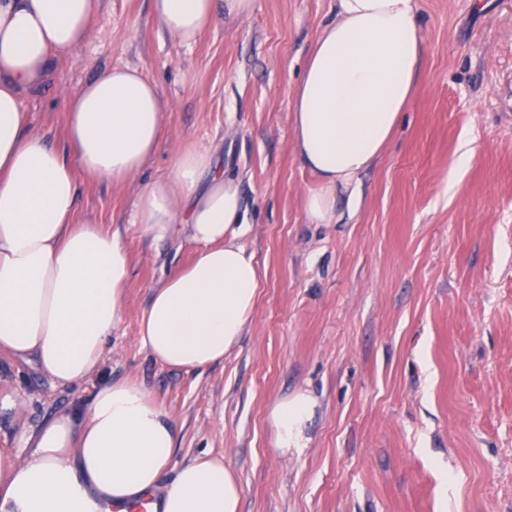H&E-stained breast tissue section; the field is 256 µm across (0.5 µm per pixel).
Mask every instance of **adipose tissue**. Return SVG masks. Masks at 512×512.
Listing matches in <instances>:
<instances>
[{"mask_svg": "<svg viewBox=\"0 0 512 512\" xmlns=\"http://www.w3.org/2000/svg\"><path fill=\"white\" fill-rule=\"evenodd\" d=\"M255 0H153L156 19L192 45L217 10L249 16ZM100 0H0V351L34 361L54 383L92 377L119 318L132 257L119 230L81 214L77 179L138 183L130 223L154 240L186 239L192 261L154 288L137 341L164 367L223 361L253 313L261 272L237 241L246 222L237 180L210 148L179 152L171 175L139 183L170 106L134 66L106 69L66 97L65 145L28 133L22 98L85 39ZM424 40L416 0H335L292 99V145L318 187L313 224L333 223L340 194L383 154L419 80ZM315 403L304 392L270 411L276 445H306ZM177 425L132 380L96 385L87 405L59 413L0 451V512H125L157 494V512H240L241 488L222 458L182 466Z\"/></svg>", "mask_w": 512, "mask_h": 512, "instance_id": "adipose-tissue-1", "label": "adipose tissue"}]
</instances>
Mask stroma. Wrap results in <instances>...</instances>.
<instances>
[{"mask_svg": "<svg viewBox=\"0 0 512 512\" xmlns=\"http://www.w3.org/2000/svg\"><path fill=\"white\" fill-rule=\"evenodd\" d=\"M332 0H256L216 14L191 46L152 0H102L87 39L26 95L29 130L63 144L65 95L115 65L143 69L171 108L143 179L179 150L215 148L238 176V238L261 283L238 345L185 372L137 342L152 290L192 248L129 224L131 194L79 180L81 212L121 224L134 263L98 373L143 384L175 420L163 478L209 454L242 491L241 512H512V0H417L425 51L416 93L355 205L309 223L316 189L291 144V101ZM477 146L449 185L458 145ZM0 352V450L88 399ZM316 402L302 453L275 446L272 406Z\"/></svg>", "mask_w": 512, "mask_h": 512, "instance_id": "35a3bbf8", "label": "stroma"}]
</instances>
